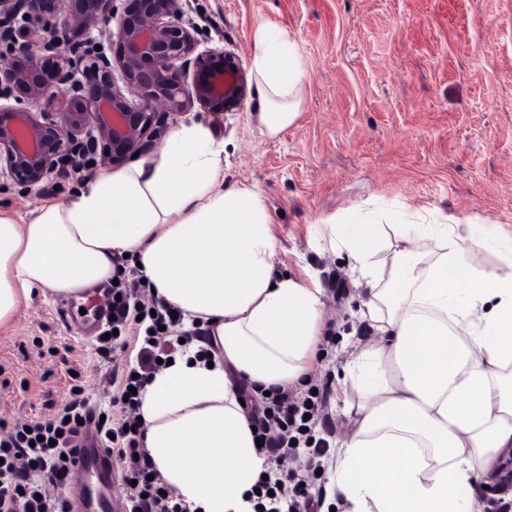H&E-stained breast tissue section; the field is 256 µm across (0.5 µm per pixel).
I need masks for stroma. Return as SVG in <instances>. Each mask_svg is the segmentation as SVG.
Wrapping results in <instances>:
<instances>
[{
	"label": "stroma",
	"mask_w": 512,
	"mask_h": 512,
	"mask_svg": "<svg viewBox=\"0 0 512 512\" xmlns=\"http://www.w3.org/2000/svg\"><path fill=\"white\" fill-rule=\"evenodd\" d=\"M188 19L203 50L237 53L251 69L256 31L267 22L296 39L308 64L297 123L267 139L252 120L257 100L217 116L190 106L169 129L207 127L224 149L228 182L256 185L274 217L280 269L305 280L348 275L346 262L319 253L320 218L366 200L423 212L477 215L512 233V0H190ZM60 192H52V184ZM73 174H50L26 187L0 172V208L30 218L38 203L64 202ZM338 302L323 337L317 382L329 383L328 444L349 422L340 386L351 350L349 309ZM100 293L77 300L36 296L0 330V419L47 414L80 384L98 409L107 366L97 354L102 328L92 317ZM71 318H63V308ZM56 355H49V348Z\"/></svg>",
	"instance_id": "stroma-1"
}]
</instances>
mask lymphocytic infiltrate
Instances as JSON below:
<instances>
[{
    "mask_svg": "<svg viewBox=\"0 0 512 512\" xmlns=\"http://www.w3.org/2000/svg\"><path fill=\"white\" fill-rule=\"evenodd\" d=\"M117 280L111 335L100 347L102 358L113 362L109 384L115 413L101 416L84 388L75 385L68 400L45 416L0 420V512H72L66 489L73 458L90 444L107 449L120 465L125 512H190L149 459L138 395L155 372L158 355L170 358L181 350L182 334L171 306L153 297L138 268L119 271ZM133 345L143 364H122ZM329 394L326 385L303 394L246 390L255 436L272 461L266 478L256 484L257 512H306L317 493L310 475L321 469L326 453L325 439L314 430L326 420Z\"/></svg>",
    "mask_w": 512,
    "mask_h": 512,
    "instance_id": "f902f5d3",
    "label": "lymphocytic infiltrate"
}]
</instances>
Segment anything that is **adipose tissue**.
Listing matches in <instances>:
<instances>
[{"label": "adipose tissue", "instance_id": "1", "mask_svg": "<svg viewBox=\"0 0 512 512\" xmlns=\"http://www.w3.org/2000/svg\"><path fill=\"white\" fill-rule=\"evenodd\" d=\"M252 73L253 119L277 138L300 116L306 59L263 24ZM272 224L256 185L225 184L224 143L195 124L28 223L0 209V328L32 297L104 285L124 254L185 325L207 323L140 404L150 460L191 512H255L268 462L240 383L300 389L313 370L323 290L279 270ZM313 246L346 257L361 290L353 317L374 335L343 368L357 401L331 461L338 512H482L472 479L512 451V235L367 201L324 219ZM483 250L494 265L477 262Z\"/></svg>", "mask_w": 512, "mask_h": 512}]
</instances>
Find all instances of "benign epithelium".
Segmentation results:
<instances>
[{"mask_svg": "<svg viewBox=\"0 0 512 512\" xmlns=\"http://www.w3.org/2000/svg\"><path fill=\"white\" fill-rule=\"evenodd\" d=\"M121 2L0 0V100L16 102L0 105V170L18 183L37 186L61 167L90 176L93 157L133 160L189 104L215 113L243 107L239 56L197 51L188 0ZM112 22L108 55L93 48L92 32Z\"/></svg>", "mask_w": 512, "mask_h": 512, "instance_id": "obj_1", "label": "benign epithelium"}]
</instances>
